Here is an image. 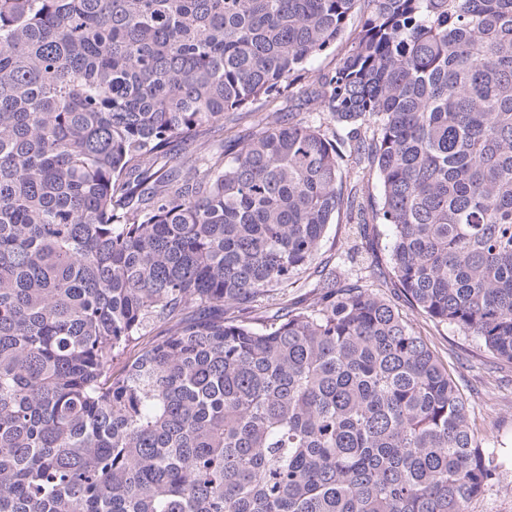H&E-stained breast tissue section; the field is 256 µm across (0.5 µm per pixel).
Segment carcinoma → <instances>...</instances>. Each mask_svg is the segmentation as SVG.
I'll return each mask as SVG.
<instances>
[{
	"mask_svg": "<svg viewBox=\"0 0 512 512\" xmlns=\"http://www.w3.org/2000/svg\"><path fill=\"white\" fill-rule=\"evenodd\" d=\"M355 2L0 0V512H468L495 478L456 376L317 255L349 158L394 295L512 363V0H367L285 119ZM366 9L367 2L363 0H358L356 2L353 17L348 22L345 31L329 51L306 64L307 70L300 73L302 76L301 81L299 82V87L310 83L318 73L333 69L338 63L339 59L342 58L351 49L352 42L354 41V38L357 36L359 31V21ZM263 112L265 108L257 102L252 106L251 113L239 115L232 123H224V142L221 139H210V146L215 151H220L223 144L229 141L247 142L260 131L259 121ZM197 152V142H175L170 151L168 168H172L179 175L184 173L192 165ZM343 172L346 176L351 179L360 178V186L363 189V205L366 209L370 208V204H373L374 201L379 200L380 187L379 182L375 172L365 173L364 175L359 173L356 168L353 167L350 162H343Z\"/></svg>",
	"mask_w": 512,
	"mask_h": 512,
	"instance_id": "1",
	"label": "carcinoma"
}]
</instances>
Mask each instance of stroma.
<instances>
[{
	"label": "stroma",
	"mask_w": 512,
	"mask_h": 512,
	"mask_svg": "<svg viewBox=\"0 0 512 512\" xmlns=\"http://www.w3.org/2000/svg\"><path fill=\"white\" fill-rule=\"evenodd\" d=\"M366 9L365 0H357L345 31L329 51L308 63L302 83H310L318 73L333 69L350 50ZM318 259L341 280L363 276L366 266H375L379 275L370 280L371 289L388 297L393 294L390 231L386 225L354 220L329 225ZM400 310L440 360L460 375L470 418L483 446L494 453L497 477L471 501L468 512H512V364L492 359L476 338L455 326L436 324L405 304Z\"/></svg>",
	"instance_id": "obj_1"
}]
</instances>
